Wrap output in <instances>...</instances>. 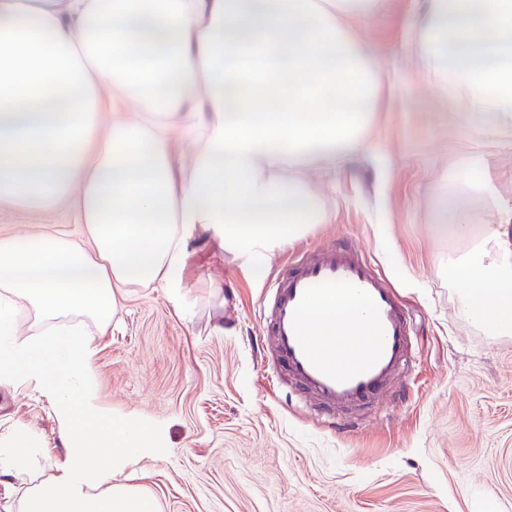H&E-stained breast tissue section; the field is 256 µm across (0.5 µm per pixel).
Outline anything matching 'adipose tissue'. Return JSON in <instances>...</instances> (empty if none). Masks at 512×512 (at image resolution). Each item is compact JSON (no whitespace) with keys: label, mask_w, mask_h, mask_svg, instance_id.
Instances as JSON below:
<instances>
[{"label":"adipose tissue","mask_w":512,"mask_h":512,"mask_svg":"<svg viewBox=\"0 0 512 512\" xmlns=\"http://www.w3.org/2000/svg\"><path fill=\"white\" fill-rule=\"evenodd\" d=\"M387 3L0 0V203L67 207L86 239L0 233V383L37 382L66 453L17 512H158L127 480L167 454L154 421L102 413L91 337L17 339L18 300L46 320L78 312L104 326L124 288L178 294L198 227L258 277L272 253L328 223L310 184L283 171L333 170L369 150L361 131L386 73L357 28ZM417 34L469 134L512 125V0H429ZM491 180L478 154L460 153L437 196L440 230L482 240L450 266L463 318L511 333L512 238L499 227L512 206L476 224L458 190ZM307 316L340 333L366 308L336 292ZM40 446L20 429L0 434V479Z\"/></svg>","instance_id":"1"}]
</instances>
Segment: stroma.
<instances>
[{
	"instance_id": "stroma-1",
	"label": "stroma",
	"mask_w": 512,
	"mask_h": 512,
	"mask_svg": "<svg viewBox=\"0 0 512 512\" xmlns=\"http://www.w3.org/2000/svg\"><path fill=\"white\" fill-rule=\"evenodd\" d=\"M427 0H389L361 25L363 48L392 78L365 132L381 140L336 171L303 175L332 220L276 251L264 278L225 256L206 230L189 245L181 302L156 285L125 290L105 328L86 316L61 322L95 333L97 399L104 414L157 421L168 453L143 460L136 485L160 512H512V334L464 320L448 276L469 243L435 228L436 192L460 150L479 152L493 191H463L476 223L512 205V126L466 136L445 76L412 48ZM57 227L85 236L67 210L0 206V232ZM345 242L362 248L413 317L410 368L383 408L337 429L313 401L277 383L260 350L266 280L290 249ZM42 442L30 469L0 483V512L65 460L50 400L36 382L0 386V432Z\"/></svg>"
}]
</instances>
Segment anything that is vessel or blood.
Segmentation results:
<instances>
[{"mask_svg":"<svg viewBox=\"0 0 512 512\" xmlns=\"http://www.w3.org/2000/svg\"><path fill=\"white\" fill-rule=\"evenodd\" d=\"M336 289L367 306V335L320 336L306 322L309 307ZM266 299L260 315L269 340L266 363L328 414L354 423L357 409L382 405L403 379L412 320L362 250L339 243L297 253L288 271L268 283Z\"/></svg>","mask_w":512,"mask_h":512,"instance_id":"b4317fda","label":"vessel or blood"}]
</instances>
